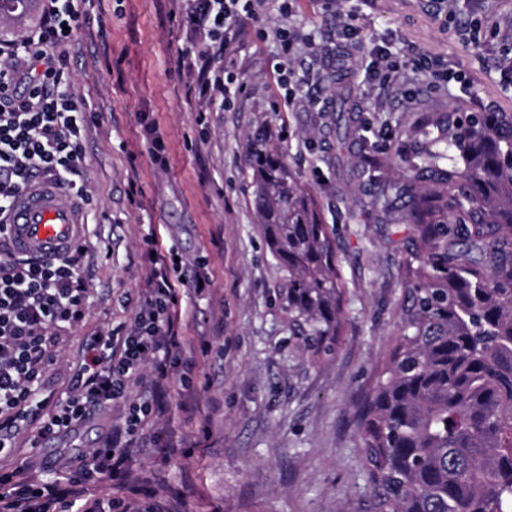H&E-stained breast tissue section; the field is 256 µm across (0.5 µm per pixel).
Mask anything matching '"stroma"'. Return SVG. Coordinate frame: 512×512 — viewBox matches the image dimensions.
Returning <instances> with one entry per match:
<instances>
[{"label":"stroma","mask_w":512,"mask_h":512,"mask_svg":"<svg viewBox=\"0 0 512 512\" xmlns=\"http://www.w3.org/2000/svg\"><path fill=\"white\" fill-rule=\"evenodd\" d=\"M359 39H345L326 0H278L242 16L222 63L226 95L200 104L186 63L205 40L180 25L183 0H94L92 21L67 50L79 98L97 112L82 169L92 192L84 206L83 277L89 311L57 333L63 358L53 385L64 390L87 336L131 322L150 268L147 237L176 248L188 279L206 295L181 292L184 349L208 344L192 395L179 381L155 403L147 441L132 457L140 497L182 512H372L359 417L375 371L392 346L406 297L402 247L411 232L389 187L412 154L405 128L422 113L512 112V0H352ZM301 43L288 64L300 83L291 105L276 80V35ZM403 65V90L370 77L378 49ZM428 56L448 72L437 94L414 61ZM351 85V109L335 115L330 76ZM353 136L336 138L337 120ZM152 122L166 151L156 162L143 137ZM290 169L317 194L336 231L345 283L346 334L335 353L309 360L278 304L273 260L252 205L249 138L259 123ZM123 414L107 409L34 456L46 472L97 447ZM171 453H161V446Z\"/></svg>","instance_id":"35a3bbf8"}]
</instances>
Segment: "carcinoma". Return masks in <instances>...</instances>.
Instances as JSON below:
<instances>
[{"instance_id": "carcinoma-1", "label": "carcinoma", "mask_w": 512, "mask_h": 512, "mask_svg": "<svg viewBox=\"0 0 512 512\" xmlns=\"http://www.w3.org/2000/svg\"><path fill=\"white\" fill-rule=\"evenodd\" d=\"M405 134L416 151L390 190L411 224L407 302L359 426L373 512H512V112H429ZM249 156L288 329L329 356L343 329L333 230L268 131Z\"/></svg>"}]
</instances>
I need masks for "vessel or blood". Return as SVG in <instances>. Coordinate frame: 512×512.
<instances>
[{
  "instance_id": "obj_1",
  "label": "vessel or blood",
  "mask_w": 512,
  "mask_h": 512,
  "mask_svg": "<svg viewBox=\"0 0 512 512\" xmlns=\"http://www.w3.org/2000/svg\"><path fill=\"white\" fill-rule=\"evenodd\" d=\"M9 232L17 254L42 258L77 246L84 238L82 208L53 184L25 190L10 214Z\"/></svg>"
}]
</instances>
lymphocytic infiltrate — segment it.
Wrapping results in <instances>:
<instances>
[{
    "mask_svg": "<svg viewBox=\"0 0 512 512\" xmlns=\"http://www.w3.org/2000/svg\"><path fill=\"white\" fill-rule=\"evenodd\" d=\"M39 24L19 39L0 40V512H178L155 502L144 507L140 478L129 468L132 449L153 414L147 395L172 379L190 387L195 356L175 360L180 349L179 293L185 280L174 251L151 258L147 286L130 325L87 337L64 392L47 379L58 364L55 327L81 321L88 295L79 245L44 261L15 255L7 236L11 207L27 186L49 182L80 202L90 199L82 178L84 136L97 115L80 101L61 47L89 22L91 0H42ZM256 0H189L186 23L210 40L228 41L239 3ZM124 404L121 424L97 448L65 462L54 478L32 475L14 457L17 438L30 446L59 437ZM125 477L120 509L89 497L104 477Z\"/></svg>",
    "mask_w": 512,
    "mask_h": 512,
    "instance_id": "1",
    "label": "lymphocytic infiltrate"
}]
</instances>
